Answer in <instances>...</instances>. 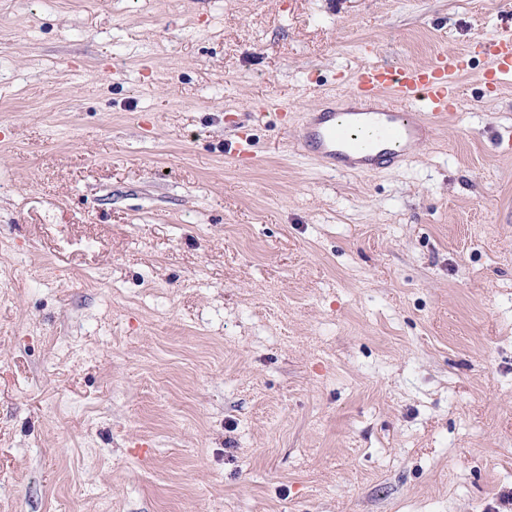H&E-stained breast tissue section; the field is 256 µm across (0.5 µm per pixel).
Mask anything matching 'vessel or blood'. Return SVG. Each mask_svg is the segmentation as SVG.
<instances>
[{
  "label": "vessel or blood",
  "instance_id": "1",
  "mask_svg": "<svg viewBox=\"0 0 512 512\" xmlns=\"http://www.w3.org/2000/svg\"><path fill=\"white\" fill-rule=\"evenodd\" d=\"M477 45L489 64L486 79L511 82L512 33L479 38ZM466 67V59L453 52L426 65L366 64L344 103L309 112L298 145L333 171L370 176L400 166L428 142L434 122L448 117Z\"/></svg>",
  "mask_w": 512,
  "mask_h": 512
}]
</instances>
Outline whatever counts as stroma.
<instances>
[{"label": "stroma", "instance_id": "obj_1", "mask_svg": "<svg viewBox=\"0 0 512 512\" xmlns=\"http://www.w3.org/2000/svg\"><path fill=\"white\" fill-rule=\"evenodd\" d=\"M511 22L0 0V512H512V83L470 54L394 170L295 143L363 65Z\"/></svg>", "mask_w": 512, "mask_h": 512}]
</instances>
